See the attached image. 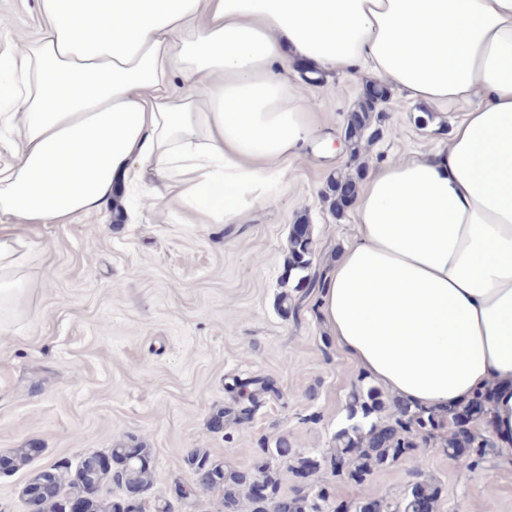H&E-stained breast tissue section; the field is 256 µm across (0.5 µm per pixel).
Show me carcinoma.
<instances>
[{
    "label": "carcinoma",
    "mask_w": 512,
    "mask_h": 512,
    "mask_svg": "<svg viewBox=\"0 0 512 512\" xmlns=\"http://www.w3.org/2000/svg\"><path fill=\"white\" fill-rule=\"evenodd\" d=\"M374 119L373 112L358 107L349 116L345 134L348 140L358 138ZM309 224L300 220L295 232L288 238L286 270L299 276V282L308 288L323 287L320 273H309L313 263L312 239L307 230ZM398 417L394 424L383 426L373 423L369 428L355 423L336 434V453L330 458V470L344 474L359 482L366 480L373 467L394 463L412 448L418 447L416 439L439 426L434 411L411 409L407 405L393 403ZM387 408L381 392L372 387H360L353 393L350 417L358 415L367 419ZM448 453L463 459L464 466L477 467L492 442L473 422L463 421L454 410L448 414ZM42 452L40 448H13L4 453L9 473L28 468ZM106 454L121 462L119 470H112L100 463L97 453L84 455L77 465L56 461L33 471L20 488V496L27 512H69V501L77 494L84 482L101 487L110 484L120 489L138 488L147 491L153 484L154 466L151 449L142 444H117ZM290 448L281 442L273 448H260L253 469L240 471L224 465L209 451L199 449L187 457L188 470L202 477L206 485L221 492V512H349V506L331 497L322 487L315 495H297L288 500L279 495L280 480L274 460L286 458ZM320 469L318 461L307 457H295L293 470L300 477H308ZM438 498V490L417 483L404 494L394 507L371 504L367 501L355 506V512H431ZM84 512H130L124 496L100 493L85 504Z\"/></svg>",
    "instance_id": "cac0c4a2"
}]
</instances>
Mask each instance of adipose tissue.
Segmentation results:
<instances>
[{
  "label": "adipose tissue",
  "mask_w": 512,
  "mask_h": 512,
  "mask_svg": "<svg viewBox=\"0 0 512 512\" xmlns=\"http://www.w3.org/2000/svg\"><path fill=\"white\" fill-rule=\"evenodd\" d=\"M0 55V330L37 229L158 178L235 223L312 141L299 65L365 68L412 100L465 103L447 145L373 169L321 314L356 365L416 407L490 390L512 450V0H41Z\"/></svg>",
  "instance_id": "ef3b65f1"
}]
</instances>
